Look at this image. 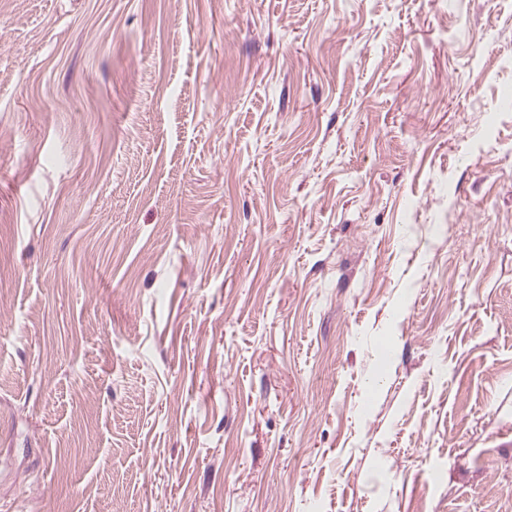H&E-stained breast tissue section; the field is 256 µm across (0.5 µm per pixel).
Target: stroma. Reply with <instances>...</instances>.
I'll use <instances>...</instances> for the list:
<instances>
[{"label": "stroma", "instance_id": "35a3bbf8", "mask_svg": "<svg viewBox=\"0 0 512 512\" xmlns=\"http://www.w3.org/2000/svg\"><path fill=\"white\" fill-rule=\"evenodd\" d=\"M512 0H0V512H512Z\"/></svg>", "mask_w": 512, "mask_h": 512}]
</instances>
